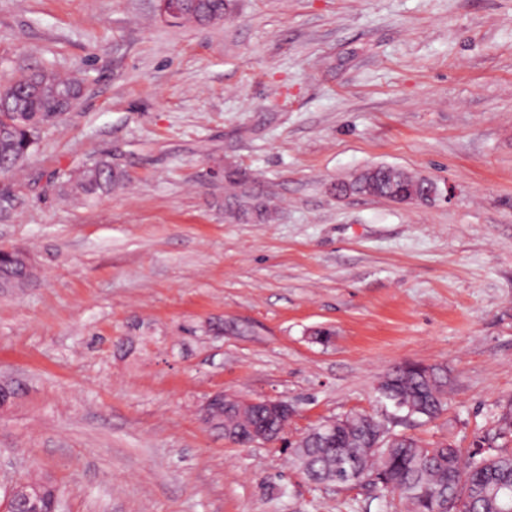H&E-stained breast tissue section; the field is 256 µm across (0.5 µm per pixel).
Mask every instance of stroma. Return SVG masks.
I'll use <instances>...</instances> for the list:
<instances>
[{
    "label": "stroma",
    "instance_id": "35a3bbf8",
    "mask_svg": "<svg viewBox=\"0 0 512 512\" xmlns=\"http://www.w3.org/2000/svg\"><path fill=\"white\" fill-rule=\"evenodd\" d=\"M43 69L83 93L0 176V247L37 270L0 294V499L48 478L61 512H404L225 442L200 420L217 391L292 402L294 440L358 412L425 444L490 433L512 403V0H228L207 27L0 0V80ZM99 157L131 188L60 198L54 172ZM379 165L440 194L337 197ZM221 167L277 221H231ZM404 361L447 367L438 419L378 399Z\"/></svg>",
    "mask_w": 512,
    "mask_h": 512
}]
</instances>
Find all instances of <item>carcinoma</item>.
I'll return each mask as SVG.
<instances>
[{"instance_id":"1","label":"carcinoma","mask_w":512,"mask_h":512,"mask_svg":"<svg viewBox=\"0 0 512 512\" xmlns=\"http://www.w3.org/2000/svg\"><path fill=\"white\" fill-rule=\"evenodd\" d=\"M224 0H191L182 10L181 23L206 26L224 20ZM82 80L52 70L21 74L0 83V175L17 171L37 145L43 128L69 111L81 98ZM59 195L64 199L93 200L130 181L129 174L107 159L95 160L69 172H57ZM246 176L224 170V210L228 218L257 223L274 220L271 198L250 183L247 192H232ZM23 252L0 249V291L28 287L34 269L26 267ZM448 369L422 368L412 362L395 365L382 379L383 399L399 401L411 415L433 419L448 403ZM246 414L265 425L274 438L283 422ZM380 420L357 413L336 420L335 441L324 448L316 435L292 449L295 469L316 484L349 486L365 479L387 495H398L407 512H502V493L512 496V450L484 447L479 439L464 452L450 443L423 446L413 437H399L376 445Z\"/></svg>"}]
</instances>
